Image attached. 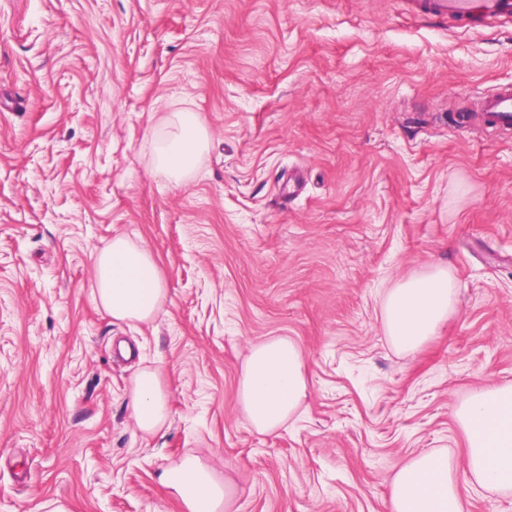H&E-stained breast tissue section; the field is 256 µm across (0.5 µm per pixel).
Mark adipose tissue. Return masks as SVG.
I'll return each instance as SVG.
<instances>
[{
  "instance_id": "1",
  "label": "adipose tissue",
  "mask_w": 512,
  "mask_h": 512,
  "mask_svg": "<svg viewBox=\"0 0 512 512\" xmlns=\"http://www.w3.org/2000/svg\"><path fill=\"white\" fill-rule=\"evenodd\" d=\"M210 133L197 113H165L153 133L151 174L180 186L191 180L209 149ZM93 297L120 322H147L161 310L167 288L152 253L119 234L92 254ZM457 282L447 265L426 269L388 288L381 302L385 334L400 351L414 352L432 341L456 304ZM309 391L299 345L286 336L254 343L240 372L238 401L249 426L260 434L279 430L303 406ZM137 428L160 430L169 402L159 369L144 368L133 379L130 403ZM467 454L461 465L473 483L489 490L512 488V382L470 393L457 407ZM190 512H214L224 498L207 470L184 461L169 475ZM389 512H465L448 456L424 451L395 476Z\"/></svg>"
}]
</instances>
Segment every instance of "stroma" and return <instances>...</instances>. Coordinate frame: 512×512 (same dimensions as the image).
Here are the masks:
<instances>
[{"label": "stroma", "mask_w": 512, "mask_h": 512, "mask_svg": "<svg viewBox=\"0 0 512 512\" xmlns=\"http://www.w3.org/2000/svg\"><path fill=\"white\" fill-rule=\"evenodd\" d=\"M512 84V21L462 30L405 0H0V512H389L395 473L447 452L467 512H512L458 465L455 409L512 382V135L457 105ZM211 133L186 185L150 175L164 109ZM128 235L168 288L148 323L93 299V249ZM442 262L457 305L419 351L385 288ZM287 336L305 412L244 421L251 341ZM157 368L146 434L131 381ZM131 415L143 433H155L169 418V402L159 369L144 368L133 379ZM169 481L176 485L189 510L192 512H214V508L221 500L227 497V488L224 493L213 483L207 470L194 461L186 460L177 469L169 474ZM209 504V508L205 504Z\"/></svg>", "instance_id": "stroma-1"}]
</instances>
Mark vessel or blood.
I'll return each mask as SVG.
<instances>
[{
	"label": "vessel or blood",
	"mask_w": 512,
	"mask_h": 512,
	"mask_svg": "<svg viewBox=\"0 0 512 512\" xmlns=\"http://www.w3.org/2000/svg\"><path fill=\"white\" fill-rule=\"evenodd\" d=\"M419 15L453 20L458 28L476 29L488 21L512 19V0H408ZM474 109L484 125L512 129V85L477 98Z\"/></svg>",
	"instance_id": "1"
}]
</instances>
